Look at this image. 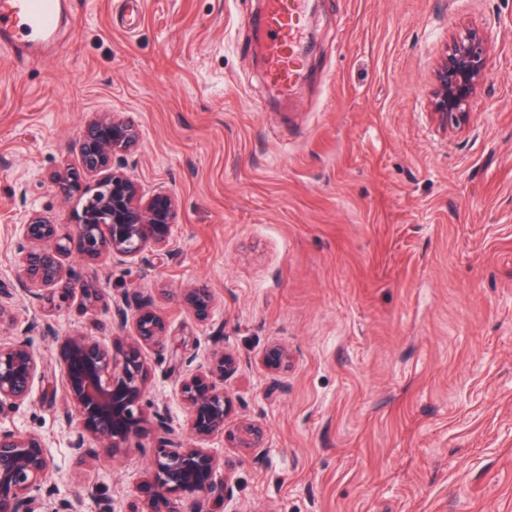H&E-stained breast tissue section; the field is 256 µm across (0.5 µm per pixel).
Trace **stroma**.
Returning a JSON list of instances; mask_svg holds the SVG:
<instances>
[{"label":"stroma","instance_id":"35a3bbf8","mask_svg":"<svg viewBox=\"0 0 512 512\" xmlns=\"http://www.w3.org/2000/svg\"><path fill=\"white\" fill-rule=\"evenodd\" d=\"M71 2L56 48L20 70L0 57V287L16 286L28 211L67 223L52 176L78 166L85 119L128 118V171L179 201L177 254L69 264L106 294L142 291L166 319L148 398L173 422L188 415L185 358H239L234 415L262 424L267 457L209 442L239 512H512V0H312L287 89L255 60L259 0ZM464 25L492 49L452 131L428 95ZM195 284L216 296L204 322L182 300ZM15 314L47 316L56 337L28 335L46 378L0 428L41 437L54 498L128 512L156 429L79 470L47 398L64 393L61 340H111V314L26 298ZM275 342L291 358L271 373Z\"/></svg>","mask_w":512,"mask_h":512}]
</instances>
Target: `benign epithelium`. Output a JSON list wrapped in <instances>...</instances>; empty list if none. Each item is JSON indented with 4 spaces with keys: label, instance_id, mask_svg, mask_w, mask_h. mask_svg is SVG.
<instances>
[{
    "label": "benign epithelium",
    "instance_id": "benign-epithelium-1",
    "mask_svg": "<svg viewBox=\"0 0 512 512\" xmlns=\"http://www.w3.org/2000/svg\"><path fill=\"white\" fill-rule=\"evenodd\" d=\"M490 47L487 37L467 28L453 37L437 62L430 92L431 112L441 125L459 129L468 124L472 104L481 86ZM139 142V130L129 119L106 112L93 114L85 123L78 151L81 168L63 167L53 182L60 194L76 199L68 231L34 210L19 225L16 245L18 291L55 308L78 300L94 311L106 302L93 280L75 278L66 260L72 253L96 262L106 255L124 263L151 251L172 258L176 197L163 189L145 191L128 173L125 157ZM183 302L193 316L209 319L215 295L204 285L186 288ZM112 327L128 338L108 344L92 336L74 335L65 340L60 370L67 403L63 419L75 422L70 447L80 466L93 464L96 448L112 456L140 447L149 426L159 437L153 447L151 473L137 489L136 502L127 512H178L177 504L190 503L191 512H210L211 502L226 507L234 500L231 478L216 481L223 465L203 441L223 436L261 462L263 428L241 420L228 421L234 399L227 382L240 362L231 352L217 350L205 363L188 369L180 393L188 417L178 427L166 412L148 401L152 367L146 353L161 351L169 325L140 293L126 292L111 298ZM288 348L274 344L262 365L277 371L288 366ZM43 377L41 357L27 340H0V409L19 408L29 402L36 379ZM54 464L42 439L31 433L0 429V512H79L80 501L54 500L50 487Z\"/></svg>",
    "mask_w": 512,
    "mask_h": 512
}]
</instances>
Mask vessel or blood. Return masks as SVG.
Instances as JSON below:
<instances>
[{
    "mask_svg": "<svg viewBox=\"0 0 512 512\" xmlns=\"http://www.w3.org/2000/svg\"><path fill=\"white\" fill-rule=\"evenodd\" d=\"M307 0H264L255 21L266 36L269 75L282 86H290L297 72L301 20ZM67 0H0V44L22 52L53 46Z\"/></svg>",
    "mask_w": 512,
    "mask_h": 512,
    "instance_id": "b4317fda",
    "label": "vessel or blood"
}]
</instances>
